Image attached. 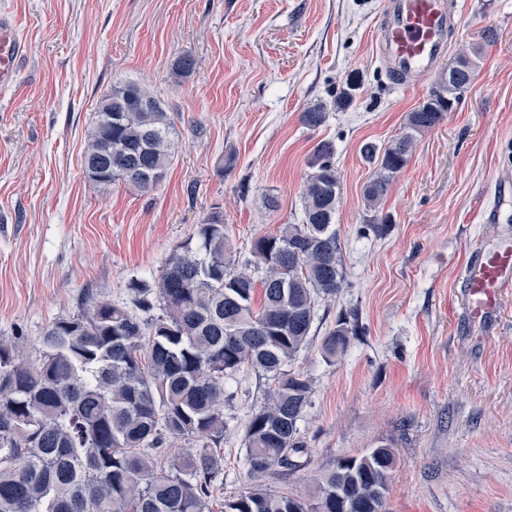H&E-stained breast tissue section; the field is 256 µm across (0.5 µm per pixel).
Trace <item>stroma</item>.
Returning <instances> with one entry per match:
<instances>
[{"instance_id":"35a3bbf8","label":"stroma","mask_w":512,"mask_h":512,"mask_svg":"<svg viewBox=\"0 0 512 512\" xmlns=\"http://www.w3.org/2000/svg\"><path fill=\"white\" fill-rule=\"evenodd\" d=\"M382 2L0 0L28 46L21 85L0 94V336L29 355L85 291L125 299L129 280L158 276L216 205L233 252L248 254L256 237L300 223L307 160L331 141L346 285L319 301L292 363L313 383L308 463L270 486L306 489L336 456L385 445L396 453L389 512H512V295L480 329L466 320L461 288L478 245L512 238V191H496L512 188V0H458L449 56L486 32L494 40L460 103L418 135L381 202L391 224L378 236L363 220L373 169L361 147L400 134L448 71L440 62L408 92L390 84L373 41ZM186 53L195 69L180 78L173 67ZM350 78L352 104L306 128L304 107ZM123 81L147 85L180 131L148 195L121 182L100 188L82 170L96 104ZM493 207L501 222L484 219ZM349 312L364 334L324 358V337ZM226 387L234 399L211 512L247 486L245 426L270 384L249 370Z\"/></svg>"}]
</instances>
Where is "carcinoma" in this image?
Instances as JSON below:
<instances>
[{
    "mask_svg": "<svg viewBox=\"0 0 512 512\" xmlns=\"http://www.w3.org/2000/svg\"><path fill=\"white\" fill-rule=\"evenodd\" d=\"M482 51L477 45L457 54L401 134L383 147L363 145L375 164L364 189L368 210L408 164L417 135L460 103ZM352 100L345 90L314 103L301 122L318 128L331 108ZM178 137L158 97L139 82H119L98 103L84 176L103 188L121 181L153 191ZM334 155L329 141L314 147L302 223L258 238L241 263L217 206L164 258L157 281H129V301L87 297L78 313L43 329L33 356L0 338V512H208L223 470L216 447L224 441V403L232 397L224 380L243 368L272 389L246 425L249 485L226 498L225 512H387L395 454L385 445L336 457L304 493L267 484L302 466L301 423L313 386L289 366L310 336L318 299H334L343 288ZM358 330L354 316H340L324 354H343ZM171 438L190 449L166 470Z\"/></svg>",
    "mask_w": 512,
    "mask_h": 512,
    "instance_id": "cac0c4a2",
    "label": "carcinoma"
}]
</instances>
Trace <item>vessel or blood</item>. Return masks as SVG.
I'll use <instances>...</instances> for the list:
<instances>
[{"mask_svg":"<svg viewBox=\"0 0 512 512\" xmlns=\"http://www.w3.org/2000/svg\"><path fill=\"white\" fill-rule=\"evenodd\" d=\"M460 16L449 0H386L375 21L376 53L401 85L431 74L448 53ZM27 53L18 21L0 13V91L16 87ZM464 298L473 324L481 325L500 311L512 293V239L477 248L463 271Z\"/></svg>","mask_w":512,"mask_h":512,"instance_id":"obj_1","label":"vessel or blood"}]
</instances>
